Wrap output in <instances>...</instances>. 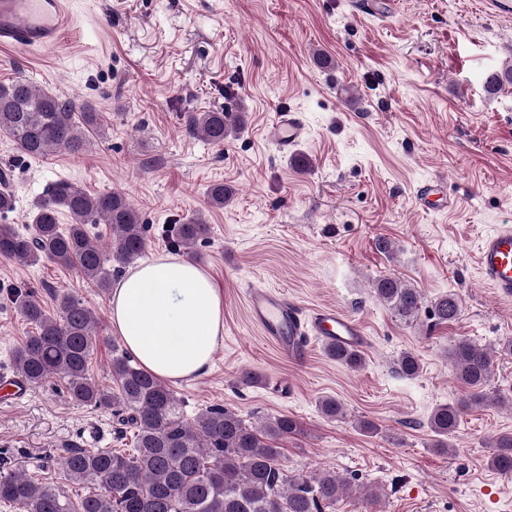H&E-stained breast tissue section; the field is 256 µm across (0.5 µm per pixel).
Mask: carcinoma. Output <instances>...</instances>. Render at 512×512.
<instances>
[{
	"instance_id": "carcinoma-1",
	"label": "carcinoma",
	"mask_w": 512,
	"mask_h": 512,
	"mask_svg": "<svg viewBox=\"0 0 512 512\" xmlns=\"http://www.w3.org/2000/svg\"><path fill=\"white\" fill-rule=\"evenodd\" d=\"M512 88V64L489 73L487 94ZM242 113L209 111L190 113L184 132L222 145L244 126ZM105 133L100 113L78 107L60 93L36 89L22 78L0 82V134L17 150L32 158H46L62 150H84L89 137ZM208 205L222 208L231 193L222 183L207 191ZM14 209L5 171H0V213ZM70 222L60 224V214ZM32 227L20 232L0 224V259L27 265L49 261L75 268L82 279L103 293L112 287L108 266L127 265L147 247L145 225L138 209L119 190L90 193L69 182L53 184L33 205ZM105 224L109 241L94 240L88 225ZM208 231L202 214L178 228L172 246L196 258L195 245ZM374 293L398 316L415 320L422 307L419 290L400 279L382 276ZM9 297L29 326L25 339L13 352L12 367L26 382L38 384L57 378L70 400L112 414L117 434L132 431V448H65L57 457L67 479L85 494L72 500L53 485L28 474L22 466L0 463V501L14 512H326L348 493L350 482L330 470L311 477L291 475L281 462V443L301 432L299 422L286 414L262 426H253L236 411L222 405L207 406L194 418H185L174 390L145 372L131 357L112 358L113 387L104 388L89 377V365L99 339L100 317L76 291L64 289L54 296L50 312L27 289L12 288ZM459 313L453 294L440 297L433 315L448 322ZM326 354L352 369L362 365L358 352L326 347ZM494 351L466 339L454 342L449 360L456 379L468 390L466 398L436 405L428 419L437 437L435 447L448 451L462 414L488 402L487 386ZM399 370L412 377L421 369L418 357L405 352ZM324 417L344 414L332 397L320 402ZM492 469L512 474V433L492 440Z\"/></svg>"
}]
</instances>
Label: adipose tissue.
I'll use <instances>...</instances> for the list:
<instances>
[{"label": "adipose tissue", "instance_id": "1", "mask_svg": "<svg viewBox=\"0 0 512 512\" xmlns=\"http://www.w3.org/2000/svg\"><path fill=\"white\" fill-rule=\"evenodd\" d=\"M109 319L145 371L191 379L209 370L224 334V296L192 260L160 258L122 279Z\"/></svg>", "mask_w": 512, "mask_h": 512}]
</instances>
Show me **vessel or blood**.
I'll return each instance as SVG.
<instances>
[{"label":"vessel or blood","mask_w":512,"mask_h":512,"mask_svg":"<svg viewBox=\"0 0 512 512\" xmlns=\"http://www.w3.org/2000/svg\"><path fill=\"white\" fill-rule=\"evenodd\" d=\"M70 24L65 0H0V47L25 52L32 47L57 48ZM304 126L293 113H277L270 126V138L283 150L302 139ZM422 207H446L444 182L423 187L417 193ZM477 266L483 281L500 297L512 298V225H499L485 235L478 247ZM251 324L287 357H303L311 340L338 345L354 351L368 346L362 324L341 308L327 306L304 312L277 291L254 286L245 294Z\"/></svg>","instance_id":"1"}]
</instances>
